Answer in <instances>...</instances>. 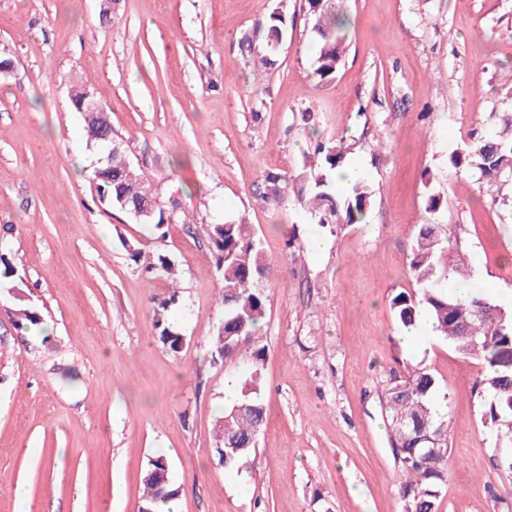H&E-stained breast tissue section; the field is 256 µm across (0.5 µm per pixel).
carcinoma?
<instances>
[{"mask_svg":"<svg viewBox=\"0 0 512 512\" xmlns=\"http://www.w3.org/2000/svg\"><path fill=\"white\" fill-rule=\"evenodd\" d=\"M331 0H308V24L317 37L314 76L321 81L334 79L343 57V43L348 25L346 16L329 11ZM288 13L273 9L259 22L263 46L255 48L245 41L243 50L261 65H272L271 54L288 28ZM87 147L105 151L112 146V160L101 163L105 169L96 181L99 201L126 213L137 206H150L139 217L156 229L188 217L182 198L170 195L163 201L128 157L119 143H110L112 124L107 115L85 120ZM315 152L320 162L288 177L267 172L262 181L261 200L277 205L292 195L296 204L317 218L319 224H359L371 204V191L354 179L348 193L336 195V173L343 167L344 149L336 144H318ZM448 164L456 172H472L488 187L512 178V117H506L493 136L472 141L453 152ZM208 236L215 250L217 269L222 272L220 300L224 322L211 337L212 354L221 359L245 355L243 370L236 379L238 402L224 408L216 420V452L226 469H234L256 453L257 434L264 419L262 381L265 346L258 333L266 316L265 282L270 265L264 258L259 239L244 219L208 225ZM409 267L416 284L411 292L400 291L391 299V308L405 330L415 325L419 311H426L435 330L448 346L462 355L480 359L483 377L478 382L477 397L485 408L488 421L496 430L501 444L497 467L512 479V310L495 303L474 283L469 263L464 261L453 243L441 236L435 224L419 226L411 248ZM147 270L175 282V266L160 255ZM175 302L170 296L154 308V323L161 342L177 353L183 336L170 321L168 307ZM17 326L39 330L41 312L24 304L15 309ZM451 404L448 393L439 388L429 369L417 365L407 376L394 379L386 390L387 427L391 447L403 470L409 474L400 490L403 512H437L438 499L448 471V430L451 414H438L434 404ZM233 429L236 440L224 441L226 427ZM419 429L440 441V451L429 450L428 443L418 440ZM169 460L163 455L151 457L143 475L141 508L156 512L159 503L175 500L179 487L171 477Z\"/></svg>","mask_w":512,"mask_h":512,"instance_id":"carcinoma-1","label":"carcinoma"}]
</instances>
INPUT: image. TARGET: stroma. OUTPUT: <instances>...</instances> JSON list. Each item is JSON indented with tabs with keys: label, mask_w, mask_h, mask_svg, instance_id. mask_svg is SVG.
Instances as JSON below:
<instances>
[{
	"label": "stroma",
	"mask_w": 512,
	"mask_h": 512,
	"mask_svg": "<svg viewBox=\"0 0 512 512\" xmlns=\"http://www.w3.org/2000/svg\"><path fill=\"white\" fill-rule=\"evenodd\" d=\"M291 21L274 66L244 39L278 5ZM0 0V256L44 328H17L0 281V512H138L142 475L168 453L174 512H402L385 390L424 363L452 399L438 512H512L475 386L483 366L439 338L405 347L390 300L415 282L417 227L438 225L490 298L512 289V184L487 190L449 155L512 113V0H337L349 19L332 81L313 75L306 0ZM161 197L185 189L188 224L152 231L101 204L72 85ZM342 141L371 190L359 224H315L262 202L261 172L297 174ZM442 207L427 211L429 194ZM245 219L272 271L261 342L266 423L255 456L220 464L214 424L241 359H212L224 318L209 225ZM322 251H313L312 239ZM141 252L132 262L128 247ZM166 256L176 284L147 278ZM174 298L180 353L153 308Z\"/></svg>",
	"instance_id": "35a3bbf8"
}]
</instances>
